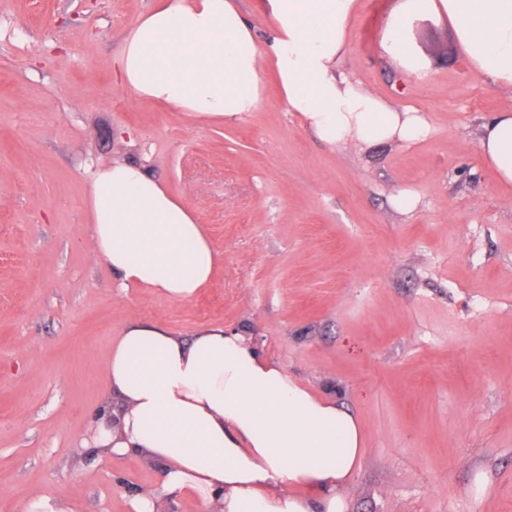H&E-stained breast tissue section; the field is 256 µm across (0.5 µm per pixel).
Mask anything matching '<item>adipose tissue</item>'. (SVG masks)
Segmentation results:
<instances>
[{"instance_id": "obj_1", "label": "adipose tissue", "mask_w": 512, "mask_h": 512, "mask_svg": "<svg viewBox=\"0 0 512 512\" xmlns=\"http://www.w3.org/2000/svg\"><path fill=\"white\" fill-rule=\"evenodd\" d=\"M273 21L269 50L235 0H161L127 32L117 84L203 122H224L263 102L272 64L282 102L332 146L425 138L416 111L397 108L342 67L359 0H262ZM447 18L470 69L512 90V0H399L379 48L419 73L412 31ZM483 157L512 184V107L482 127ZM89 244L119 288L192 300L221 259L182 199L133 161L99 167L88 183ZM107 392L91 414L87 448L98 458L136 454L161 468L159 490L135 495L132 512L160 497L193 495L203 512H345L342 491L362 459L352 413L313 395L255 344L222 325L182 338L130 324L111 345Z\"/></svg>"}]
</instances>
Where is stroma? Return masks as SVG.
I'll return each mask as SVG.
<instances>
[{
	"label": "stroma",
	"instance_id": "1",
	"mask_svg": "<svg viewBox=\"0 0 512 512\" xmlns=\"http://www.w3.org/2000/svg\"><path fill=\"white\" fill-rule=\"evenodd\" d=\"M156 2L0 0V512L60 494L131 512L159 487L144 458L81 446L133 321L222 324L353 412L346 512H512V187L479 148L512 96L471 74L444 19L415 28L428 66L406 72L379 50L398 0H360L344 67L426 138L324 144L269 69L257 111L205 124L114 83ZM115 160L165 181L223 254L193 300L121 290L91 254L87 183Z\"/></svg>",
	"mask_w": 512,
	"mask_h": 512
}]
</instances>
